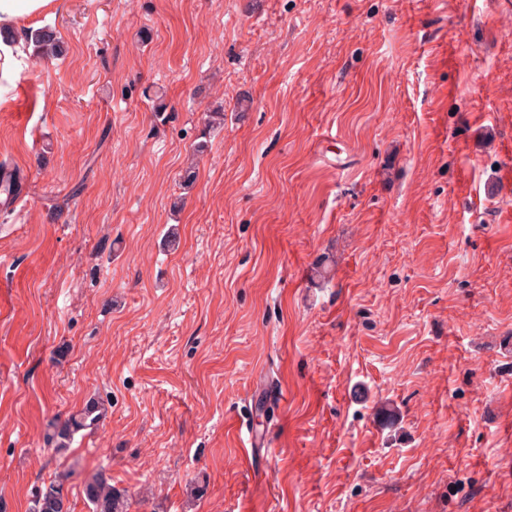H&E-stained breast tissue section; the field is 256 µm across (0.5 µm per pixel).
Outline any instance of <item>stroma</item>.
Returning <instances> with one entry per match:
<instances>
[{
	"instance_id": "obj_1",
	"label": "stroma",
	"mask_w": 512,
	"mask_h": 512,
	"mask_svg": "<svg viewBox=\"0 0 512 512\" xmlns=\"http://www.w3.org/2000/svg\"><path fill=\"white\" fill-rule=\"evenodd\" d=\"M40 24L64 55L0 101V512L68 470L92 512L101 469L128 512H512V0ZM95 409L94 405H89L81 413L72 415L63 425H51L50 428H53V430L47 434L48 439L51 441L55 438L57 441L59 440L57 449L66 448V442H68L74 431L92 428L97 425L100 416L96 414Z\"/></svg>"
}]
</instances>
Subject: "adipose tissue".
Masks as SVG:
<instances>
[{
  "mask_svg": "<svg viewBox=\"0 0 512 512\" xmlns=\"http://www.w3.org/2000/svg\"><path fill=\"white\" fill-rule=\"evenodd\" d=\"M59 0H0V98L13 86L29 49L25 22L49 16Z\"/></svg>",
  "mask_w": 512,
  "mask_h": 512,
  "instance_id": "adipose-tissue-1",
  "label": "adipose tissue"
}]
</instances>
